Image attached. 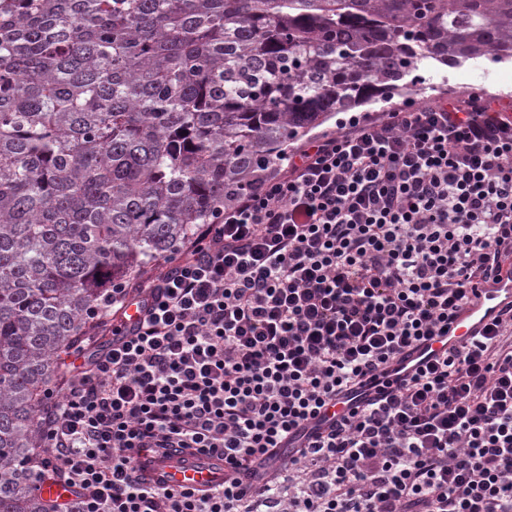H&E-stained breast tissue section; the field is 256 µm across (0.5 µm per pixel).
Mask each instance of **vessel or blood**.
Here are the masks:
<instances>
[{
    "label": "vessel or blood",
    "instance_id": "1",
    "mask_svg": "<svg viewBox=\"0 0 512 512\" xmlns=\"http://www.w3.org/2000/svg\"><path fill=\"white\" fill-rule=\"evenodd\" d=\"M512 308V273L501 271L498 277L471 294L469 302L448 326V333L422 342L391 363L385 380L398 385L435 359L463 351L469 343L486 333L503 311ZM136 467L145 470L156 486L177 492L209 491L224 482L221 460L186 451L169 450L155 457L136 456Z\"/></svg>",
    "mask_w": 512,
    "mask_h": 512
}]
</instances>
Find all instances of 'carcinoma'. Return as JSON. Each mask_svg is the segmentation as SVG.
<instances>
[{
    "instance_id": "cac0c4a2",
    "label": "carcinoma",
    "mask_w": 512,
    "mask_h": 512,
    "mask_svg": "<svg viewBox=\"0 0 512 512\" xmlns=\"http://www.w3.org/2000/svg\"><path fill=\"white\" fill-rule=\"evenodd\" d=\"M504 58L512 0H0V512H61L38 419L112 283L334 114ZM38 493L43 500L58 503H68L75 498L71 488L47 480L38 483Z\"/></svg>"
}]
</instances>
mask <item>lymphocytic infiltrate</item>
<instances>
[{
    "label": "lymphocytic infiltrate",
    "instance_id": "obj_1",
    "mask_svg": "<svg viewBox=\"0 0 512 512\" xmlns=\"http://www.w3.org/2000/svg\"><path fill=\"white\" fill-rule=\"evenodd\" d=\"M512 262V119L485 100L351 117L234 193L149 315L80 352L40 426L72 512H512V310L285 455L290 431L447 333ZM224 460V488L147 485L135 455Z\"/></svg>",
    "mask_w": 512,
    "mask_h": 512
}]
</instances>
